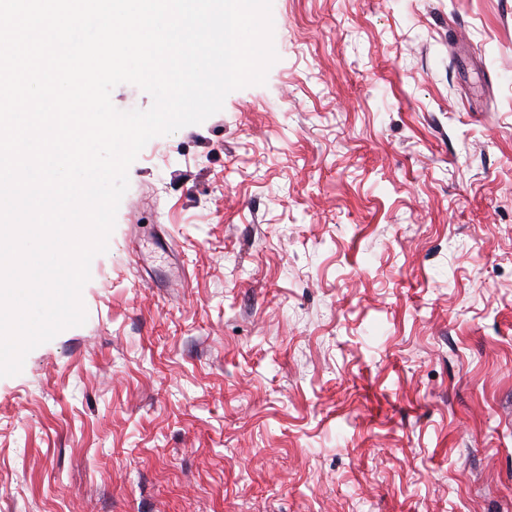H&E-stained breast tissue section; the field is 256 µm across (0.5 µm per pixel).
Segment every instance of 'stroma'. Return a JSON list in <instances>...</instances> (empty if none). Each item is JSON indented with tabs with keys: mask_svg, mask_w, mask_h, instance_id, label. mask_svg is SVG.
<instances>
[{
	"mask_svg": "<svg viewBox=\"0 0 512 512\" xmlns=\"http://www.w3.org/2000/svg\"><path fill=\"white\" fill-rule=\"evenodd\" d=\"M272 18L0 377V512H512V0Z\"/></svg>",
	"mask_w": 512,
	"mask_h": 512,
	"instance_id": "35a3bbf8",
	"label": "stroma"
}]
</instances>
